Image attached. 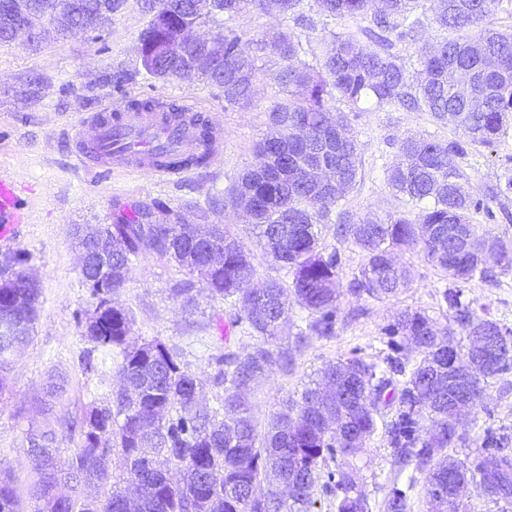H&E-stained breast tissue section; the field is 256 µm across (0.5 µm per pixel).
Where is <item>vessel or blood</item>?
<instances>
[{
  "mask_svg": "<svg viewBox=\"0 0 512 512\" xmlns=\"http://www.w3.org/2000/svg\"><path fill=\"white\" fill-rule=\"evenodd\" d=\"M184 118L180 131L170 133L169 144L174 151L193 147L191 122L198 110L195 104L182 99L174 104ZM96 131L94 141H78L76 157L79 163L96 161L105 170L129 169L149 171L159 176L172 175L170 167L157 164L153 159L154 135L165 128L164 116L158 112H125L122 109L99 112L86 121ZM29 214L19 203L13 176L0 170V224L27 223Z\"/></svg>",
  "mask_w": 512,
  "mask_h": 512,
  "instance_id": "b4317fda",
  "label": "vessel or blood"
}]
</instances>
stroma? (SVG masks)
<instances>
[{"instance_id":"35a3bbf8","label":"stroma","mask_w":512,"mask_h":512,"mask_svg":"<svg viewBox=\"0 0 512 512\" xmlns=\"http://www.w3.org/2000/svg\"><path fill=\"white\" fill-rule=\"evenodd\" d=\"M149 19L143 0H124L104 30L64 39L49 32L35 48L23 38L0 45V167L13 173L17 194L30 214L29 223L18 225L9 246L26 253L28 269L41 288L29 342L0 369L5 379L0 391V459L9 467L22 512L46 508L44 502L31 497L40 474L30 454V436L59 430L65 420L82 418L101 396L120 384L118 357L92 350L83 336L85 315L93 310L95 300L80 272L72 239L74 225L109 224L119 210L159 199L188 223L229 225L251 249L256 267L253 286L284 275L254 247L240 214L206 204L208 196L223 193L233 176L255 163V144L270 131L267 111L281 97V59L270 52L263 54V74L254 102L235 111L225 110L220 90L197 81L139 78L123 88H112L105 83V75L139 67L138 38ZM227 25L257 37L289 27L290 22L275 12L253 13L228 22L217 19L199 32L206 35ZM148 98L163 105L187 98L203 115L223 123L222 162L167 178L76 168L74 138L83 118L119 101ZM331 107L347 116L362 145V175L340 203L357 218L406 211L405 201L394 196L385 174L396 160L399 140L410 135L442 140L463 136L461 130L434 123L426 112L398 108L355 112L339 99ZM509 157L512 134L491 147L473 146L461 161L472 192L482 193L494 183ZM322 236L341 256L336 333L295 348L288 371L272 368L250 384L245 399L261 432L281 411L283 401L299 398L304 386L317 379L326 365L356 356L385 366L390 349L384 329L404 310L427 312L438 327L450 329L453 344L467 342L466 336L452 332L449 313L439 310V293L447 286V277L418 249L407 248L396 255L410 271L404 288L381 301L359 299L347 288L360 272L364 252L351 241L337 238L333 225H326ZM182 286L191 288L195 307L184 308L175 297V289ZM464 298L474 307L487 308L492 318L512 328V274L496 282L473 279L464 286ZM112 303L133 316L136 341L157 340L180 351L190 368L205 378L198 400L202 408L216 406L223 394L209 381L214 373L213 356L227 350L243 354L254 343L253 337L232 326V310L223 300L211 297L204 280L152 255L132 264L124 288L113 293ZM220 318L230 322L229 332L219 330L216 321ZM396 413V405L380 407L379 431L350 460L367 512H386L393 486L407 478L395 465L381 429ZM489 428L512 437V370L491 380L483 400L462 418L459 431L464 440L451 449V456L465 459Z\"/></svg>"}]
</instances>
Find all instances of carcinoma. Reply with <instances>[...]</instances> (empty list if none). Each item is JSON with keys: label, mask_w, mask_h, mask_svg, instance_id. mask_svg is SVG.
<instances>
[{"label": "carcinoma", "mask_w": 512, "mask_h": 512, "mask_svg": "<svg viewBox=\"0 0 512 512\" xmlns=\"http://www.w3.org/2000/svg\"><path fill=\"white\" fill-rule=\"evenodd\" d=\"M325 19L362 18V38L329 31L332 48L311 65L300 57L299 34L282 29L255 39L226 27L213 35L224 45V66L199 72L193 68L204 47L177 44L182 29L205 24L220 15L239 17L277 12L303 28L311 24L303 0H210L209 11L196 12L195 0H144L150 21L139 36L140 62L160 79L201 80L221 90L224 110L253 103L260 78L258 53L271 46L284 62L282 98L268 112L269 136L256 144L260 163L234 176L224 189V206L241 199L255 246L286 271L287 280L269 279L260 288L247 284L256 269L237 234L214 224L208 236L197 238L182 223L181 213L160 201L135 213L118 214L100 227L112 241V273L87 285L96 298L95 321L84 338L96 350H119L118 373L123 386L93 407L78 430L80 446L67 468L58 470L49 449L53 431L29 438L30 447L46 448L36 495L54 498L62 481L74 487L68 512H125L126 493L133 488L140 512H312L313 495L326 460L342 459L328 473L340 494L338 512H364L365 502L349 458L366 448L377 430L378 406L394 398L402 383L396 418L386 425L389 447L402 466L426 475L433 508L442 505L436 489L448 486V475L474 482L500 499L512 497V454L508 436L492 429L473 457L459 461L445 450L461 440L456 407L448 404V387L465 390L473 408L490 380L512 369V344L503 347V367H474L469 350L475 329L503 339L512 329L483 317L462 301V284L475 277L493 280L512 271V246L487 231L481 233L473 214L496 220L490 203L512 194V175L490 186L483 196L471 193L459 160L472 145L491 146L512 131V31L492 27L496 0H439L434 22L451 37L424 47L420 69L411 75L394 52L399 45L419 42L424 27L421 0H314ZM76 15L55 20L54 31L66 37L75 29L101 30L112 19L119 0H83ZM345 101L354 112L397 106L427 112L436 123L461 129L467 140H430L408 136L399 141V161L388 171V184L416 210L414 216L390 214L383 220L356 219L336 205L357 182L362 152L347 121H336L330 102ZM336 225L335 235L351 240L365 254V263L348 291L358 298L383 300L406 284L408 270L394 253L416 247L425 260L446 274L452 286L442 300L458 331L468 339L461 349L449 348L446 333L421 310H405L384 328L387 336H402L420 351L408 366L389 357L386 368L352 357L321 372L336 392L307 386L297 400L285 402L267 431L258 436L245 389L278 365L288 369L287 348L270 349L289 320L292 305L306 313L305 327L295 345L313 336L336 332L340 297L337 279L340 256L327 250L322 228ZM223 262L211 265V256ZM145 255L174 261L200 276L211 296L234 310L233 327H245L257 342L244 355L233 352L215 358L213 383L223 387L219 406L200 410L198 394L205 385L181 355L153 341L139 344L132 337L129 311L112 305V292L124 287L132 263ZM16 279L2 274L0 288V368L28 339L36 320L41 290L23 282L27 258L15 251ZM434 425L420 433V421ZM112 439V465L103 478L90 469L103 465L94 431ZM178 472L177 483L168 469ZM288 487V494L279 485ZM387 512H408L407 490L395 487ZM0 512H20L9 483L0 481Z\"/></svg>", "instance_id": "carcinoma-1"}]
</instances>
